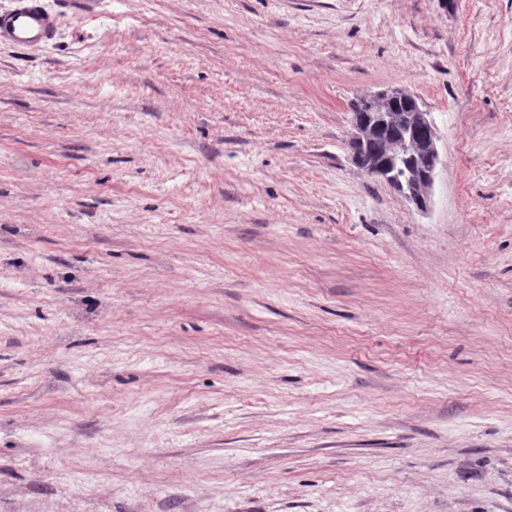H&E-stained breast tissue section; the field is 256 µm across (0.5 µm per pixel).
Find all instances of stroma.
Wrapping results in <instances>:
<instances>
[{"label":"stroma","mask_w":512,"mask_h":512,"mask_svg":"<svg viewBox=\"0 0 512 512\" xmlns=\"http://www.w3.org/2000/svg\"><path fill=\"white\" fill-rule=\"evenodd\" d=\"M0 44V512H512V0H45ZM429 112L427 211L349 103ZM15 6L0 14V43L20 48L44 47L55 38L57 15L42 0H16ZM409 91L403 86H394L386 90L364 95L363 98L371 100H392L399 96H405ZM356 99L350 103V111L352 112V120H365L374 116L375 112H385L386 105L371 100Z\"/></svg>","instance_id":"obj_1"}]
</instances>
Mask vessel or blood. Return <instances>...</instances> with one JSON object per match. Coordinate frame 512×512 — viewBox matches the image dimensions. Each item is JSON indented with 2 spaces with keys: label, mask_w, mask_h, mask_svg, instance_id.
Listing matches in <instances>:
<instances>
[{
  "label": "vessel or blood",
  "mask_w": 512,
  "mask_h": 512,
  "mask_svg": "<svg viewBox=\"0 0 512 512\" xmlns=\"http://www.w3.org/2000/svg\"><path fill=\"white\" fill-rule=\"evenodd\" d=\"M56 30L57 16L42 0H16L12 9L0 14V43L44 47L54 40Z\"/></svg>",
  "instance_id": "1"
}]
</instances>
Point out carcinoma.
<instances>
[{"mask_svg":"<svg viewBox=\"0 0 512 512\" xmlns=\"http://www.w3.org/2000/svg\"><path fill=\"white\" fill-rule=\"evenodd\" d=\"M388 109L397 115L414 111L413 105L407 101H399L389 107L381 102L365 99H357L350 103L354 120L363 121L377 112ZM361 149L370 157L383 158L387 155L395 157L399 183L394 185V188L403 195L408 193V187L412 185L419 172L429 164L428 159L408 143L407 129L399 121L379 129L373 137L363 143Z\"/></svg>","mask_w":512,"mask_h":512,"instance_id":"1","label":"carcinoma"}]
</instances>
